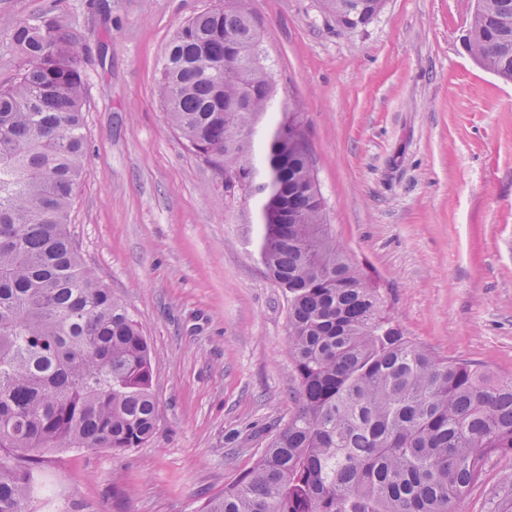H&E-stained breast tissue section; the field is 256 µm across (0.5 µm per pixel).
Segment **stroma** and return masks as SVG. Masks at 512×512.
<instances>
[{
	"label": "stroma",
	"mask_w": 512,
	"mask_h": 512,
	"mask_svg": "<svg viewBox=\"0 0 512 512\" xmlns=\"http://www.w3.org/2000/svg\"><path fill=\"white\" fill-rule=\"evenodd\" d=\"M218 0H0L86 48L87 153L70 230L150 347L156 429L119 452L47 456L54 512H198L296 409L288 302L259 255L258 202L229 196L157 92L176 27ZM474 0H385L336 26L320 0H249L277 102L297 101L325 222L405 336L512 377V83L463 47ZM489 465L455 512H488Z\"/></svg>",
	"instance_id": "35a3bbf8"
}]
</instances>
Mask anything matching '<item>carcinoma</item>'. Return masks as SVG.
I'll use <instances>...</instances> for the list:
<instances>
[{"label":"carcinoma","instance_id":"cac0c4a2","mask_svg":"<svg viewBox=\"0 0 512 512\" xmlns=\"http://www.w3.org/2000/svg\"><path fill=\"white\" fill-rule=\"evenodd\" d=\"M384 0H322L343 30ZM468 52L512 81V0H478ZM24 63L0 84V512H29L45 455L137 448L155 430L149 344L69 230L86 156V79L55 20L11 25ZM168 123L224 188L259 198L260 256L288 293L298 407L248 472L199 512H454L512 457V378L414 343L324 224L309 151L284 136L248 0L181 23L159 69ZM268 117L261 165L226 126ZM491 512H512V472Z\"/></svg>","mask_w":512,"mask_h":512}]
</instances>
